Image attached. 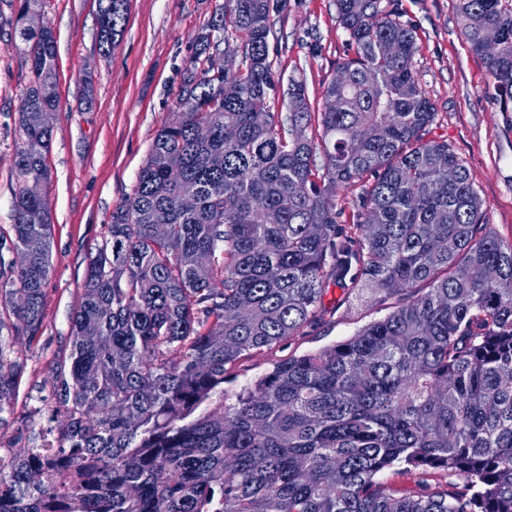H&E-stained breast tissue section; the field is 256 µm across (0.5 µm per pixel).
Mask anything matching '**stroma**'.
<instances>
[{
  "mask_svg": "<svg viewBox=\"0 0 512 512\" xmlns=\"http://www.w3.org/2000/svg\"><path fill=\"white\" fill-rule=\"evenodd\" d=\"M223 0H130L126 31L111 54L97 35V0H46L57 39L59 106L43 186L53 216V266L41 334L19 347L24 363L14 414L0 427V447L34 445L50 424L44 381L69 344L71 314L85 257L101 244L113 210L128 196L160 127L175 110L193 42ZM417 37L414 70L436 112L429 136L448 140L484 203L490 230L512 241V112L500 111L483 59L459 36L456 0H396ZM349 35L336 0H287L274 16L270 57L280 82L306 84L313 107L347 53ZM0 25V226L12 222L15 111L29 67ZM321 322L279 348L245 360L224 383L226 401L279 360L313 353L387 316L393 301L346 300L329 286Z\"/></svg>",
  "mask_w": 512,
  "mask_h": 512,
  "instance_id": "1",
  "label": "stroma"
}]
</instances>
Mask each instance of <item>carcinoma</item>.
I'll list each match as a JSON object with an SVG mask.
<instances>
[{"instance_id":"obj_1","label":"carcinoma","mask_w":512,"mask_h":512,"mask_svg":"<svg viewBox=\"0 0 512 512\" xmlns=\"http://www.w3.org/2000/svg\"><path fill=\"white\" fill-rule=\"evenodd\" d=\"M128 2L98 0L102 51ZM280 2L224 0L198 32L175 112L87 255L46 380L55 425L0 454V512H512V241L487 230L448 141L427 138L415 31L381 0H336L351 55L321 108L292 79L288 113L271 111ZM456 2L512 112V0ZM43 5L9 0L31 79L0 227V332H15L0 335V426L23 370L14 337L41 332L52 266L51 211L30 189L49 176L39 115L58 107ZM355 184L364 202L342 226L336 190ZM331 284L397 305L224 402L243 361L320 322Z\"/></svg>"}]
</instances>
